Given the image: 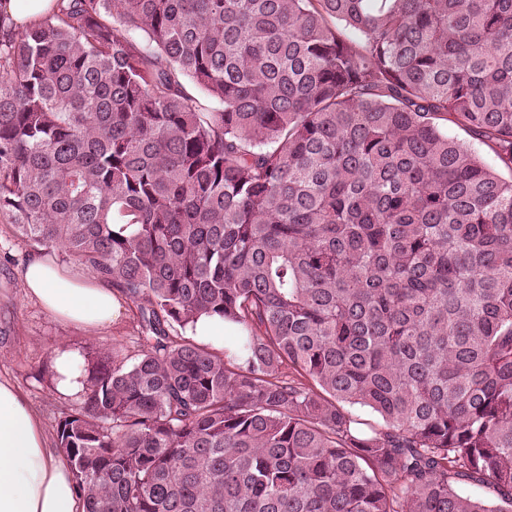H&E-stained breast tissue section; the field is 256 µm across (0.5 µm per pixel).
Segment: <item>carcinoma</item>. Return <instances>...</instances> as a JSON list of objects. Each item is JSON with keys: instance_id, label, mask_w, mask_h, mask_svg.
Instances as JSON below:
<instances>
[{"instance_id": "cac0c4a2", "label": "carcinoma", "mask_w": 512, "mask_h": 512, "mask_svg": "<svg viewBox=\"0 0 512 512\" xmlns=\"http://www.w3.org/2000/svg\"><path fill=\"white\" fill-rule=\"evenodd\" d=\"M54 4L0 11V219L140 316L84 512H512V0ZM52 4L53 0H2L0 9L17 25L26 27L46 16ZM190 331L197 337L195 339L198 342L211 341L220 337L224 339V324L214 318L202 317Z\"/></svg>"}]
</instances>
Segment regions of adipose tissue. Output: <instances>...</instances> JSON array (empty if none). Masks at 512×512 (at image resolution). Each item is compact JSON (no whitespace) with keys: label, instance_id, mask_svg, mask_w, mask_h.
<instances>
[{"label":"adipose tissue","instance_id":"adipose-tissue-1","mask_svg":"<svg viewBox=\"0 0 512 512\" xmlns=\"http://www.w3.org/2000/svg\"><path fill=\"white\" fill-rule=\"evenodd\" d=\"M27 295L58 319L102 328L122 313L121 294L100 278L77 274L44 256L27 261ZM0 512H83L69 461L50 447L21 392L0 380Z\"/></svg>","mask_w":512,"mask_h":512}]
</instances>
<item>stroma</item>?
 <instances>
[{
	"label": "stroma",
	"mask_w": 512,
	"mask_h": 512,
	"mask_svg": "<svg viewBox=\"0 0 512 512\" xmlns=\"http://www.w3.org/2000/svg\"><path fill=\"white\" fill-rule=\"evenodd\" d=\"M34 251L13 237L0 220V379L14 383L41 416L48 439H55L61 412L75 408L80 396L56 391L52 360L57 348L85 353L92 345L137 348V309L125 305L122 318L112 325L87 329L58 320L28 297L21 284L25 261Z\"/></svg>",
	"instance_id": "stroma-1"
}]
</instances>
